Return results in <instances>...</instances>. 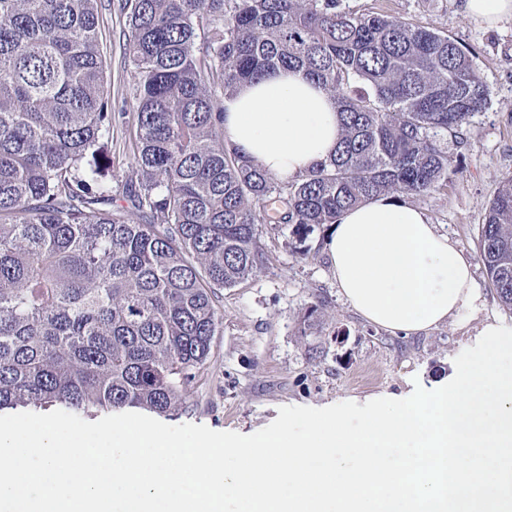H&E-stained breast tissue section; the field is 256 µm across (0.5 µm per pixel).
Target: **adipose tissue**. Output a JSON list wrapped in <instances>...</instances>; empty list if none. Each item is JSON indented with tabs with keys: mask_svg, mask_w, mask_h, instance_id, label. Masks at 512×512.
Segmentation results:
<instances>
[{
	"mask_svg": "<svg viewBox=\"0 0 512 512\" xmlns=\"http://www.w3.org/2000/svg\"><path fill=\"white\" fill-rule=\"evenodd\" d=\"M335 100L302 72L277 70L224 103V139L280 180L334 152ZM341 298L368 322L406 335L460 316L474 299L471 264L420 209L387 196L342 213L328 242Z\"/></svg>",
	"mask_w": 512,
	"mask_h": 512,
	"instance_id": "ef3b65f1",
	"label": "adipose tissue"
}]
</instances>
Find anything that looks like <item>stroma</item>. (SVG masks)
I'll list each match as a JSON object with an SVG mask.
<instances>
[{"label": "stroma", "instance_id": "obj_1", "mask_svg": "<svg viewBox=\"0 0 512 512\" xmlns=\"http://www.w3.org/2000/svg\"><path fill=\"white\" fill-rule=\"evenodd\" d=\"M361 13L378 12L447 34L477 63L489 91L484 111L467 128L462 148L450 149L444 186L407 197L438 231L472 261L474 308L417 336L394 334L365 322L338 294L327 242L333 228L311 237L308 256L296 253L274 224L262 227L267 269L219 291L222 316L209 360L184 405L164 416L168 425L201 424L215 431L253 434L272 423L280 407L364 403L415 386L433 389L452 375L455 357L475 346L484 323L512 328L478 261L479 227L503 178L512 175V20L488 27L466 17L460 0H344ZM125 0H98L105 59V95L112 105V196L122 199L133 158V119L124 104L134 93L126 49ZM323 300L312 327L307 309Z\"/></svg>", "mask_w": 512, "mask_h": 512}]
</instances>
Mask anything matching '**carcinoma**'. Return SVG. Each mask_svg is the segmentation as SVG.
<instances>
[{"mask_svg": "<svg viewBox=\"0 0 512 512\" xmlns=\"http://www.w3.org/2000/svg\"><path fill=\"white\" fill-rule=\"evenodd\" d=\"M135 151L112 198L97 0H0V411L168 413L220 323L215 290L266 267L282 204L296 252L347 209L445 182L487 100L454 40L343 0H129ZM336 99V153L280 181L224 141V99L277 68ZM479 260L512 310V176Z\"/></svg>", "mask_w": 512, "mask_h": 512, "instance_id": "obj_1", "label": "carcinoma"}]
</instances>
